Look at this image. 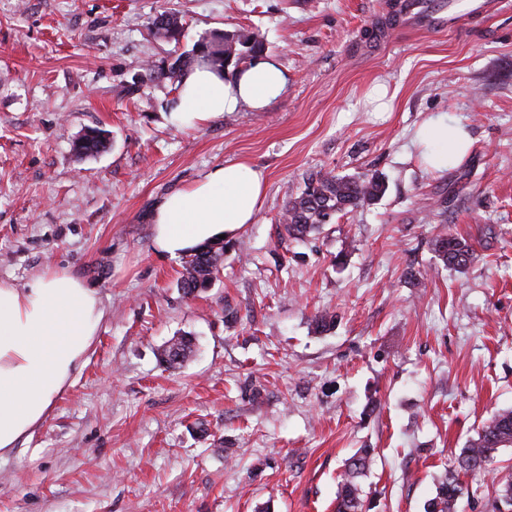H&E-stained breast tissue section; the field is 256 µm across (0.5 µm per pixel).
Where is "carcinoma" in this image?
Segmentation results:
<instances>
[{"mask_svg": "<svg viewBox=\"0 0 512 512\" xmlns=\"http://www.w3.org/2000/svg\"><path fill=\"white\" fill-rule=\"evenodd\" d=\"M150 32L154 38L164 42H179L184 33L183 18L174 12H162L150 21ZM266 38L258 28H240L233 31H214L198 40L191 52L178 56L169 66L151 62L143 68L142 78L153 82L163 76L174 83L193 67L205 66L219 75H226L241 58H255L265 51ZM109 139L100 131H91L75 144L80 155H89L107 147ZM384 191V183L377 177L356 179L332 171L310 175L300 194L285 206L281 220L284 230L293 239H302L316 232L321 225L328 224L338 215H347L364 204L378 199ZM435 252L444 265L462 269L473 257L471 246L453 235L435 240ZM224 247L208 242L194 250L183 262L180 287L187 295L208 288L219 273ZM193 352L192 340L180 336L172 339V345L161 351V360L169 366L177 365L171 358L175 354L186 359ZM512 447V410L496 412L477 431V437L468 441L448 468L445 480L437 489L430 504L431 512H459L465 487L460 474L481 481L490 471L495 454L501 448ZM370 452H356L345 464L340 490L337 493L334 512H362L361 489L355 482L369 466ZM493 498L494 512H512V472L497 478Z\"/></svg>", "mask_w": 512, "mask_h": 512, "instance_id": "obj_1", "label": "carcinoma"}]
</instances>
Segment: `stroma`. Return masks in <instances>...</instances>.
I'll return each instance as SVG.
<instances>
[{"label": "stroma", "instance_id": "stroma-1", "mask_svg": "<svg viewBox=\"0 0 512 512\" xmlns=\"http://www.w3.org/2000/svg\"><path fill=\"white\" fill-rule=\"evenodd\" d=\"M390 2L0 0V279L64 268L106 310L0 460V512H332L361 448L364 512H427L450 459L512 408V0L442 32L389 22ZM164 11L180 44L150 33ZM251 27L289 78L264 111L180 127L171 83L138 85L145 62ZM433 119L473 140L444 170L418 138ZM92 129L107 148L76 154ZM231 160L263 169L266 196L188 296L152 213ZM328 170L385 192L288 240L287 198ZM450 234L473 248L464 270L434 251ZM182 335L195 351L166 368Z\"/></svg>", "mask_w": 512, "mask_h": 512}]
</instances>
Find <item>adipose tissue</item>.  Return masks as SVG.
<instances>
[{
    "mask_svg": "<svg viewBox=\"0 0 512 512\" xmlns=\"http://www.w3.org/2000/svg\"><path fill=\"white\" fill-rule=\"evenodd\" d=\"M287 87L286 70L266 56L224 77L201 66L184 79L172 119L189 126L243 108L260 112ZM423 138L438 170L447 168L449 149L464 141L460 129L440 122L428 125ZM265 193L263 170L244 161L216 167L158 205L155 246L176 258L232 234L253 223ZM104 316L97 292L65 269L46 268L22 289L0 280V458L32 436L55 398L72 385Z\"/></svg>",
    "mask_w": 512,
    "mask_h": 512,
    "instance_id": "adipose-tissue-1",
    "label": "adipose tissue"
}]
</instances>
